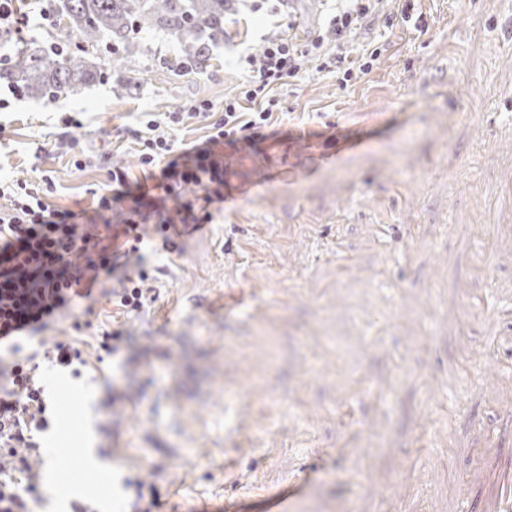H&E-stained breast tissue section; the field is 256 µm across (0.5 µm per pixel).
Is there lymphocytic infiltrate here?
Listing matches in <instances>:
<instances>
[{
	"label": "lymphocytic infiltrate",
	"mask_w": 512,
	"mask_h": 512,
	"mask_svg": "<svg viewBox=\"0 0 512 512\" xmlns=\"http://www.w3.org/2000/svg\"><path fill=\"white\" fill-rule=\"evenodd\" d=\"M379 0H350L333 20L329 35L300 44L290 37L271 38L262 53L247 56L249 75L234 97L216 107L206 99H189L163 120L149 121L132 133L149 184L130 185L126 172L110 171L113 190L94 193L90 208L59 210L45 199L53 186L24 181L0 183V345L14 358L0 364V512H30L34 466L40 461L35 432L48 426L37 359L68 367L81 353L72 343L57 341L45 350L23 354L20 338L49 328L62 312L96 296L109 298L123 313L140 312L152 298V278L135 256L146 225L167 232L164 211L176 201L180 223L207 224L211 206L223 205L224 148L262 137L275 122V84L302 76L310 60L335 73L347 86L354 72L377 67L379 49L349 59L324 51L326 37L342 40L374 12ZM188 118L206 121L204 141L188 148L176 145L173 131ZM194 198H186L187 189Z\"/></svg>",
	"instance_id": "f902f5d3"
}]
</instances>
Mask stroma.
<instances>
[{"label": "stroma", "instance_id": "stroma-1", "mask_svg": "<svg viewBox=\"0 0 512 512\" xmlns=\"http://www.w3.org/2000/svg\"><path fill=\"white\" fill-rule=\"evenodd\" d=\"M382 0L353 37L377 47L347 88L309 68L275 87L284 117L224 150L229 200L206 233L180 228L174 251L149 236L157 299L126 315L98 298L46 342L75 340L78 369L40 367L52 408L41 446L65 434L34 512L81 480L85 449L107 467L75 502L129 512H502L512 470V0ZM334 0H238L205 71L154 72L175 40L147 37L125 69L103 67L55 100L0 80V180L51 176L53 207H89L119 167L145 172L129 132L188 98L223 105L244 59L282 34L306 43ZM137 88H129V80ZM93 163L75 168L74 155ZM389 225L380 237L378 225ZM123 330L124 356L99 359L74 321ZM168 362L146 384L125 356ZM129 397L113 424L108 389ZM84 413L69 427L58 407Z\"/></svg>", "mask_w": 512, "mask_h": 512}]
</instances>
